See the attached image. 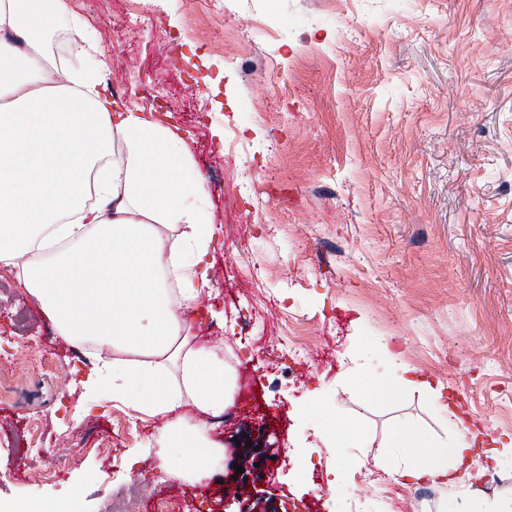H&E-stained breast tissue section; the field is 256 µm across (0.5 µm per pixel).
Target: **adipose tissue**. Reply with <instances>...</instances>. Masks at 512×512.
I'll return each instance as SVG.
<instances>
[{"label": "adipose tissue", "instance_id": "obj_1", "mask_svg": "<svg viewBox=\"0 0 512 512\" xmlns=\"http://www.w3.org/2000/svg\"><path fill=\"white\" fill-rule=\"evenodd\" d=\"M63 23L83 61L66 74L45 46ZM108 69L95 34L68 16L64 0H0V258L25 255L21 282L67 342L138 356L132 372L117 360L105 364L112 395L165 416L161 465L177 450L173 476L200 480L224 462L203 417L223 415L234 394L223 357L195 342L186 317L209 284V191L164 113L106 93ZM118 141L125 154L115 159ZM165 226L178 228L177 237L162 234ZM380 365L358 377L363 390L441 393L390 346ZM448 421L459 432L450 443L397 428L392 443L406 459L391 476L446 486L440 512H457L487 470L486 441L456 412Z\"/></svg>", "mask_w": 512, "mask_h": 512}]
</instances>
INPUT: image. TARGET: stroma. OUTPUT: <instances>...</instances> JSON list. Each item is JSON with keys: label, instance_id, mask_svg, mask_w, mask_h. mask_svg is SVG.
<instances>
[{"label": "stroma", "instance_id": "1", "mask_svg": "<svg viewBox=\"0 0 512 512\" xmlns=\"http://www.w3.org/2000/svg\"><path fill=\"white\" fill-rule=\"evenodd\" d=\"M66 4L111 62L108 92L169 112L207 183L218 297L200 296L192 333L236 380L212 437L267 429L276 462L256 485L278 512H435L442 489L395 483L387 441L399 423L452 439L446 410L351 376L390 344L486 439L512 437V0ZM36 337L42 365L0 359V512H154L159 487L213 512L223 473L161 468L164 417L87 394L110 353L77 360L0 270V351ZM327 417L362 439L327 451Z\"/></svg>", "mask_w": 512, "mask_h": 512}]
</instances>
